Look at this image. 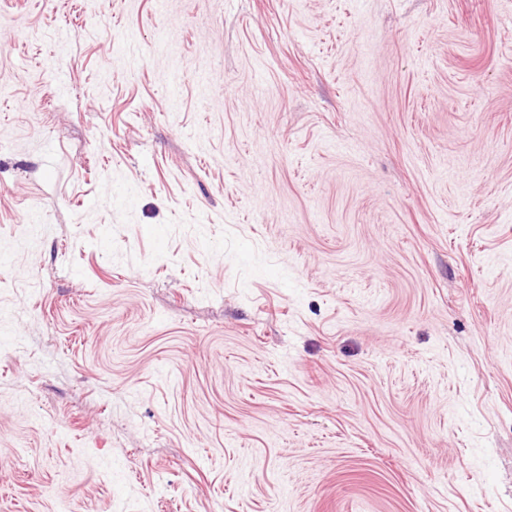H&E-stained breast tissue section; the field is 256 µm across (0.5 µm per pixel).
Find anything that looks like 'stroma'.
Segmentation results:
<instances>
[{
    "instance_id": "obj_1",
    "label": "stroma",
    "mask_w": 512,
    "mask_h": 512,
    "mask_svg": "<svg viewBox=\"0 0 512 512\" xmlns=\"http://www.w3.org/2000/svg\"><path fill=\"white\" fill-rule=\"evenodd\" d=\"M0 512H512V0H0Z\"/></svg>"
}]
</instances>
